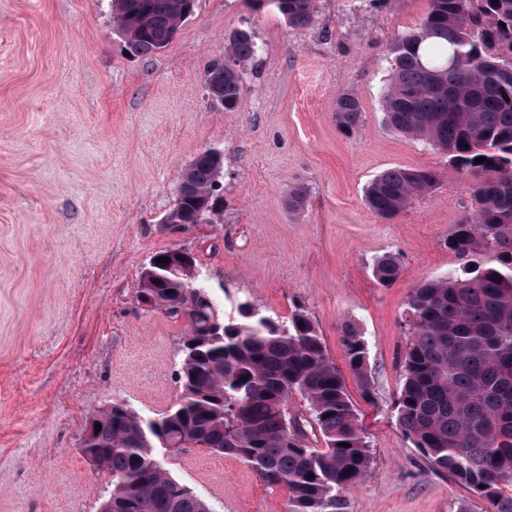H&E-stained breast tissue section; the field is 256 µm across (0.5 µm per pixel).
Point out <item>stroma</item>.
Segmentation results:
<instances>
[{"instance_id":"obj_1","label":"stroma","mask_w":512,"mask_h":512,"mask_svg":"<svg viewBox=\"0 0 512 512\" xmlns=\"http://www.w3.org/2000/svg\"><path fill=\"white\" fill-rule=\"evenodd\" d=\"M428 9L318 0L314 25L298 31L259 0H197L164 51L132 57L110 0H0V512H98L112 479L80 452L87 420L112 402L157 418L179 397L187 323L137 300L143 266L173 248L266 315L308 311L371 443L347 512H488L430 466L394 411L408 293L460 265L447 240L471 205L445 154L383 119L389 47ZM242 27L259 53L227 111L204 77ZM343 91L362 110L349 137L336 126ZM209 148L223 155L218 221L163 223L182 170ZM394 167L443 179L386 223L362 191ZM298 182L310 196L296 217ZM389 253L402 274L384 288L371 267ZM349 325L367 343L369 402L346 363ZM169 469L213 512L287 510L286 492L235 457L190 448Z\"/></svg>"}]
</instances>
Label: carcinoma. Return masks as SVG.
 I'll return each mask as SVG.
<instances>
[{
	"label": "carcinoma",
	"mask_w": 512,
	"mask_h": 512,
	"mask_svg": "<svg viewBox=\"0 0 512 512\" xmlns=\"http://www.w3.org/2000/svg\"><path fill=\"white\" fill-rule=\"evenodd\" d=\"M317 0H260L288 26L304 30ZM196 0H112L113 27L133 56L167 48ZM257 53L250 28L224 40V61L205 74L207 93L227 111L238 103L242 68ZM386 126L448 155V169L474 179L471 216L448 237L465 263L411 289L406 303L408 341L396 425L435 469L469 486L489 512H512V0H429L420 24L390 48L383 96ZM362 116L349 92L336 97V125L356 134ZM483 157L481 164L475 159ZM182 224H212L219 214L212 190L217 161L207 149L181 176ZM442 174L390 168L365 188L366 207L391 222L411 201L433 192ZM309 187L288 189V209H304ZM494 253L488 262L474 255ZM397 256L376 258L375 281L400 278ZM142 281L138 301L166 302L187 319L199 344L181 359L182 393L159 419L120 404L91 421L100 424L86 449L112 475V512H206V501L177 480L164 451L202 445L246 463L270 488L288 491L287 512H346L344 491L371 463V444L336 364L308 312L286 321L238 300L225 314L208 281L159 270ZM349 368L365 399L373 397L367 345L352 328L342 336ZM299 393L306 412H288ZM322 447L308 445V434ZM348 446L342 447L340 443Z\"/></svg>",
	"instance_id": "obj_1"
}]
</instances>
